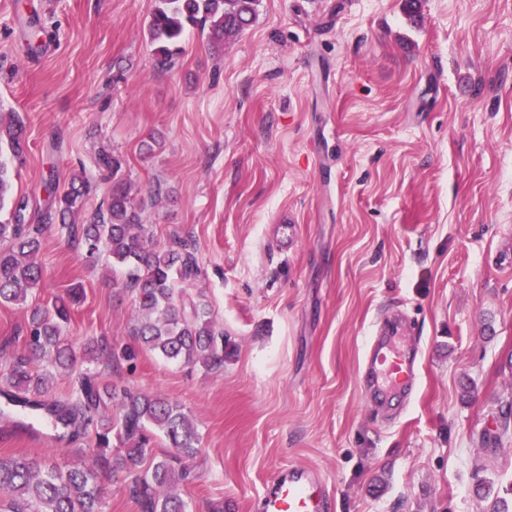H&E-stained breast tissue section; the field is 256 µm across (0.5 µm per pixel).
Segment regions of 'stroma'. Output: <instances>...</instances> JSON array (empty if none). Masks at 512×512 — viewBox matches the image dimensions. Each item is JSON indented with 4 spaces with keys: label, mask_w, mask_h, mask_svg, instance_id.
Here are the masks:
<instances>
[{
    "label": "stroma",
    "mask_w": 512,
    "mask_h": 512,
    "mask_svg": "<svg viewBox=\"0 0 512 512\" xmlns=\"http://www.w3.org/2000/svg\"><path fill=\"white\" fill-rule=\"evenodd\" d=\"M156 6L0 0V116L18 113L27 140L12 190L34 223L47 176L64 189L79 175L99 184L92 212L111 189L98 151L121 155L154 246L194 244L191 290L235 350L216 372L123 360L132 295L53 228L36 295L0 305V364L32 307L76 286V372L191 418L189 512H260L291 465L321 473L333 512H491L512 486V0H421L414 23L404 0H260L222 44L188 29L163 71ZM396 316L422 360L416 391L381 412L360 365ZM0 454L74 466L96 449L0 419ZM130 487L107 471L103 512H139Z\"/></svg>",
    "instance_id": "1"
}]
</instances>
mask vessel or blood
I'll return each instance as SVG.
<instances>
[{
    "mask_svg": "<svg viewBox=\"0 0 512 512\" xmlns=\"http://www.w3.org/2000/svg\"><path fill=\"white\" fill-rule=\"evenodd\" d=\"M362 365L372 388V402L390 394L412 389L420 368L409 348H397L390 331H381L368 344ZM333 499L328 485L311 470L290 467L278 473L261 500V512H332Z\"/></svg>",
    "mask_w": 512,
    "mask_h": 512,
    "instance_id": "b4317fda",
    "label": "vessel or blood"
}]
</instances>
